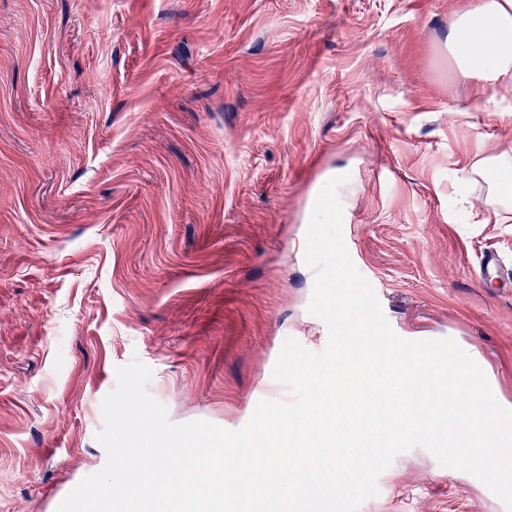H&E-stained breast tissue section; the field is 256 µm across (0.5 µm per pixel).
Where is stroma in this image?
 Segmentation results:
<instances>
[{"mask_svg": "<svg viewBox=\"0 0 512 512\" xmlns=\"http://www.w3.org/2000/svg\"><path fill=\"white\" fill-rule=\"evenodd\" d=\"M471 3L0 0V512H57L104 466L131 361L176 423L244 425L263 380L290 399L283 343L328 339L296 242L340 172L397 335L454 339L512 407V212L472 173L512 154V72L458 75ZM377 488L358 512H506L420 446Z\"/></svg>", "mask_w": 512, "mask_h": 512, "instance_id": "stroma-1", "label": "stroma"}]
</instances>
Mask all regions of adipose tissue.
<instances>
[{"mask_svg": "<svg viewBox=\"0 0 512 512\" xmlns=\"http://www.w3.org/2000/svg\"><path fill=\"white\" fill-rule=\"evenodd\" d=\"M461 77L512 70V0H474L448 35Z\"/></svg>", "mask_w": 512, "mask_h": 512, "instance_id": "ef3b65f1", "label": "adipose tissue"}]
</instances>
